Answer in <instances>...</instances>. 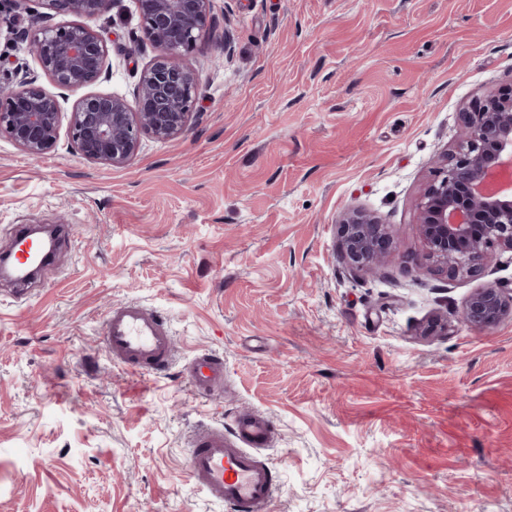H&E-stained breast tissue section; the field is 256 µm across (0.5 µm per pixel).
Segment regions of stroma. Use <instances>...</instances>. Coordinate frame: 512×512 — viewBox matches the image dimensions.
I'll return each mask as SVG.
<instances>
[{
    "label": "stroma",
    "mask_w": 512,
    "mask_h": 512,
    "mask_svg": "<svg viewBox=\"0 0 512 512\" xmlns=\"http://www.w3.org/2000/svg\"><path fill=\"white\" fill-rule=\"evenodd\" d=\"M35 14L102 33L90 90L132 98L156 54L134 0L80 18L0 0L2 84L51 86L12 39ZM185 61L189 129L126 166L65 127L38 161L0 136V251L31 224L72 234L28 288L0 279V512H226L188 482L186 438L247 410L274 427L272 512H512V318H461L476 288L512 292V254L473 278L414 266L459 112L512 84V0H214ZM352 208L398 245L371 271L339 258ZM128 300L171 318L168 375L102 350ZM201 352L224 358L206 399L183 374Z\"/></svg>",
    "instance_id": "obj_1"
}]
</instances>
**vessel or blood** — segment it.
<instances>
[{
  "mask_svg": "<svg viewBox=\"0 0 512 512\" xmlns=\"http://www.w3.org/2000/svg\"><path fill=\"white\" fill-rule=\"evenodd\" d=\"M105 353L126 369L148 375L169 370L174 338L168 321L133 301L110 308L101 324ZM185 376L194 393L207 397L224 387V359L215 353L197 354ZM233 435L223 428L194 430L187 444L189 479L193 487L229 512H270L279 486L271 462L261 456L273 426L261 413H239Z\"/></svg>",
  "mask_w": 512,
  "mask_h": 512,
  "instance_id": "obj_1",
  "label": "vessel or blood"
}]
</instances>
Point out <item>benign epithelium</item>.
<instances>
[{
  "instance_id": "obj_1",
  "label": "benign epithelium",
  "mask_w": 512,
  "mask_h": 512,
  "mask_svg": "<svg viewBox=\"0 0 512 512\" xmlns=\"http://www.w3.org/2000/svg\"><path fill=\"white\" fill-rule=\"evenodd\" d=\"M49 8L92 16L107 0H45ZM213 0H137L143 30L159 54L141 71L134 103L109 94L87 93L75 103L70 130L85 159L123 167L142 139H174L187 131L196 72L183 62L211 25ZM31 50L55 88L74 92L96 83L109 69L106 39L81 24L41 25L33 16ZM61 95L22 81L0 84V134L31 159L56 144L62 123ZM461 139L435 161L430 181L416 202L420 234L432 262L448 277H474L496 250L512 252V88L472 101L459 113ZM339 255L353 271L384 264L396 252L387 226L353 208L336 224ZM512 317V293L487 284L462 309L473 328H489Z\"/></svg>"
}]
</instances>
